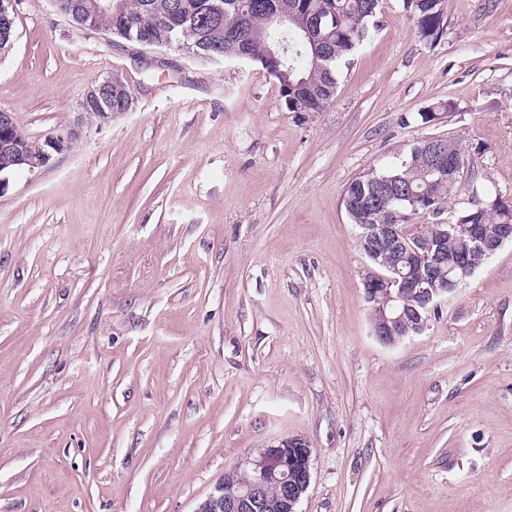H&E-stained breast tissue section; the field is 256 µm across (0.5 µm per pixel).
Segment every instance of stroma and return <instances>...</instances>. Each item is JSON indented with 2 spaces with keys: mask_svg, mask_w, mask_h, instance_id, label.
Returning <instances> with one entry per match:
<instances>
[{
  "mask_svg": "<svg viewBox=\"0 0 512 512\" xmlns=\"http://www.w3.org/2000/svg\"><path fill=\"white\" fill-rule=\"evenodd\" d=\"M17 11L0 110L31 139L110 73L136 102L0 193V512H195L293 436L298 512H512V244L386 347L343 204L436 137L512 189V0H446L432 45L382 0L316 113L260 65Z\"/></svg>",
  "mask_w": 512,
  "mask_h": 512,
  "instance_id": "obj_1",
  "label": "stroma"
}]
</instances>
